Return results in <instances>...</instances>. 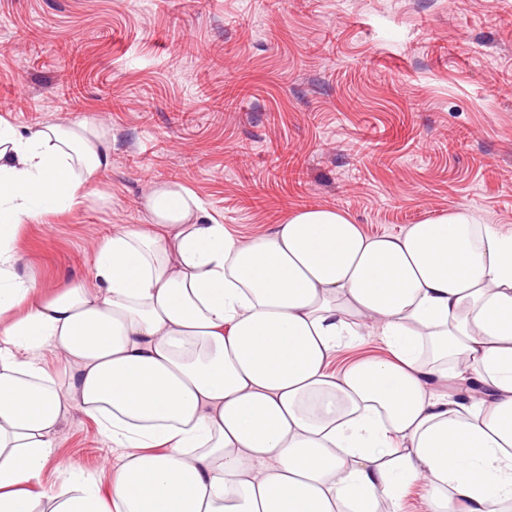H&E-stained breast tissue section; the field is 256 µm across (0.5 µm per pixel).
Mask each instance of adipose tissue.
<instances>
[{"mask_svg":"<svg viewBox=\"0 0 512 512\" xmlns=\"http://www.w3.org/2000/svg\"><path fill=\"white\" fill-rule=\"evenodd\" d=\"M110 164L92 122L0 118V512H400L420 479L430 512H512V232L455 208L371 236L302 209L244 239L157 183L93 285L40 293L20 227ZM368 336L387 356L332 369ZM74 406L122 450L108 488L40 485Z\"/></svg>","mask_w":512,"mask_h":512,"instance_id":"ef3b65f1","label":"adipose tissue"}]
</instances>
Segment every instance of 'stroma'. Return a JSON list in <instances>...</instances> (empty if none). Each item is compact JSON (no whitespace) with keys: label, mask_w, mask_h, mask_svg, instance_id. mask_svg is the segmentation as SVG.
I'll use <instances>...</instances> for the list:
<instances>
[{"label":"stroma","mask_w":512,"mask_h":512,"mask_svg":"<svg viewBox=\"0 0 512 512\" xmlns=\"http://www.w3.org/2000/svg\"><path fill=\"white\" fill-rule=\"evenodd\" d=\"M40 31L21 42L20 30ZM82 40L81 109L57 95L54 45ZM232 58L208 67L206 58ZM250 92L223 106L225 87ZM127 98L108 112L106 97ZM34 111H18V102ZM0 117L20 130L88 119L110 167L81 205L38 215L15 242L41 289L93 283L99 242L146 221L153 182L184 185L237 236L307 208L370 235L465 208L512 229V14L502 0H0ZM301 184L274 185L273 150ZM80 410L41 472L107 487L120 456Z\"/></svg>","instance_id":"stroma-1"}]
</instances>
